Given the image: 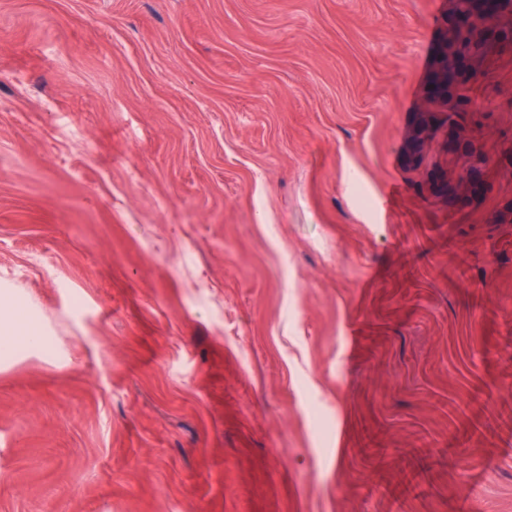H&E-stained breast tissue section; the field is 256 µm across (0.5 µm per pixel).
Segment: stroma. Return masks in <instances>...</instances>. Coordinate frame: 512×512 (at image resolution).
Listing matches in <instances>:
<instances>
[{
  "label": "stroma",
  "instance_id": "obj_1",
  "mask_svg": "<svg viewBox=\"0 0 512 512\" xmlns=\"http://www.w3.org/2000/svg\"><path fill=\"white\" fill-rule=\"evenodd\" d=\"M453 0H0V512H512V42L412 172ZM437 132L438 127L432 124L428 125L420 138L416 130H414L412 137V163L414 170H419L425 161L432 167L439 169H444V166H447V151L445 150L443 155H441V153L436 151L434 145V139ZM417 162L418 164L416 165ZM51 337V327L38 304L18 288L1 282L0 372L26 358L57 359L59 353Z\"/></svg>",
  "mask_w": 512,
  "mask_h": 512
}]
</instances>
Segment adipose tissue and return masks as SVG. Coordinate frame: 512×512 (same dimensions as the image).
<instances>
[{
    "label": "adipose tissue",
    "mask_w": 512,
    "mask_h": 512,
    "mask_svg": "<svg viewBox=\"0 0 512 512\" xmlns=\"http://www.w3.org/2000/svg\"><path fill=\"white\" fill-rule=\"evenodd\" d=\"M52 331L38 304L9 284L0 285V372L18 361L57 359Z\"/></svg>",
    "instance_id": "ef3b65f1"
}]
</instances>
